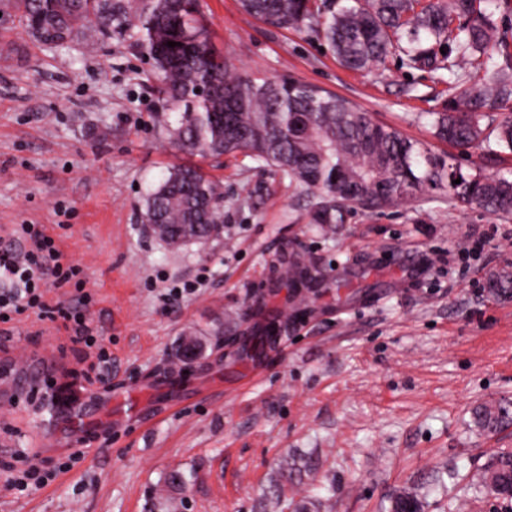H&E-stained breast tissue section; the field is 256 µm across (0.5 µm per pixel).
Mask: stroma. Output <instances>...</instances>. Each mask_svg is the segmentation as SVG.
Returning a JSON list of instances; mask_svg holds the SVG:
<instances>
[{
  "label": "stroma",
  "mask_w": 512,
  "mask_h": 512,
  "mask_svg": "<svg viewBox=\"0 0 512 512\" xmlns=\"http://www.w3.org/2000/svg\"><path fill=\"white\" fill-rule=\"evenodd\" d=\"M215 48L239 73L294 78L354 103L463 172L512 169L434 137L448 102L435 76L397 57L344 69L317 27H272L239 0H200ZM148 57L87 32L46 51L0 23V248L18 224L42 225L95 295L92 325L112 368L73 380L76 359L54 322L19 316L0 359L40 354L36 384L0 394V512H148L166 473L190 484L182 512H258L288 463V492L333 512H389L415 491L425 512L468 500L512 427H477L480 404L512 403V295L488 280L512 275V218L451 204L432 191L335 230L310 224L304 190L244 155L225 157L224 227L204 244L170 248L145 230L140 203L166 168L189 157L163 142ZM298 255L321 273L305 295L282 285ZM203 278L166 301L172 284ZM203 356L182 375L178 408L156 405L160 368L185 333ZM267 336L265 370L226 345ZM70 470L27 495L3 465Z\"/></svg>",
  "instance_id": "stroma-1"
}]
</instances>
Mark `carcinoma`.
Returning a JSON list of instances; mask_svg holds the SVG:
<instances>
[{
	"mask_svg": "<svg viewBox=\"0 0 512 512\" xmlns=\"http://www.w3.org/2000/svg\"><path fill=\"white\" fill-rule=\"evenodd\" d=\"M486 0H240L264 23L322 28L323 39L341 66L370 70L396 56L414 69L468 78L461 89L447 82L449 104L435 113L434 135L466 150L512 152V62L507 33L491 21ZM6 16L47 49L68 48L88 27L115 38L155 64L162 96L155 122L161 136L185 153L220 162L242 154L263 163L310 197L311 223L334 228L358 209H381L429 189L448 192V201L475 204L493 215L512 216V171L464 174L455 163L424 166L416 143L373 121L350 101L292 78L261 83L235 72L210 44L198 0H0ZM177 43L175 47L167 42ZM507 61L491 63L493 53ZM460 183H454V180ZM142 223L162 224L158 238L182 247L185 224L197 237L224 223V186L202 167L169 169L144 197ZM277 277L295 288L317 280L301 258L285 261ZM494 296L512 293V277L491 279ZM477 423L492 433L512 425V405H480ZM477 480L487 493L512 494V449L493 453ZM168 493L152 512H180L178 494L188 477L166 475ZM315 504L285 496L283 486L265 496L264 512H312ZM391 512H422L414 495L400 493Z\"/></svg>",
	"mask_w": 512,
	"mask_h": 512,
	"instance_id": "carcinoma-1",
	"label": "carcinoma"
}]
</instances>
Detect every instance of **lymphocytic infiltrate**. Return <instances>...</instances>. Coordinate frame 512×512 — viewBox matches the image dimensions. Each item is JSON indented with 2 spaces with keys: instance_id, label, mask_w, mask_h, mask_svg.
<instances>
[{
  "instance_id": "obj_1",
  "label": "lymphocytic infiltrate",
  "mask_w": 512,
  "mask_h": 512,
  "mask_svg": "<svg viewBox=\"0 0 512 512\" xmlns=\"http://www.w3.org/2000/svg\"><path fill=\"white\" fill-rule=\"evenodd\" d=\"M18 233L19 246L0 250V324L15 320L25 310L37 313L42 320L62 319L64 328L71 332L78 363L93 357L106 361L85 309L69 306L62 300L51 304L46 299L49 289L70 288L82 302L88 301L81 268L63 265L54 239L38 225H20Z\"/></svg>"
}]
</instances>
